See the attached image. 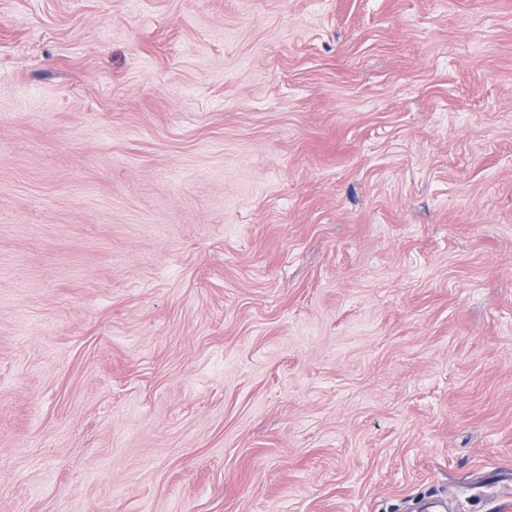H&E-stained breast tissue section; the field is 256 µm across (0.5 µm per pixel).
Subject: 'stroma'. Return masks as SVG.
Instances as JSON below:
<instances>
[{
    "instance_id": "35a3bbf8",
    "label": "stroma",
    "mask_w": 512,
    "mask_h": 512,
    "mask_svg": "<svg viewBox=\"0 0 512 512\" xmlns=\"http://www.w3.org/2000/svg\"><path fill=\"white\" fill-rule=\"evenodd\" d=\"M512 505V0H0V512Z\"/></svg>"
}]
</instances>
